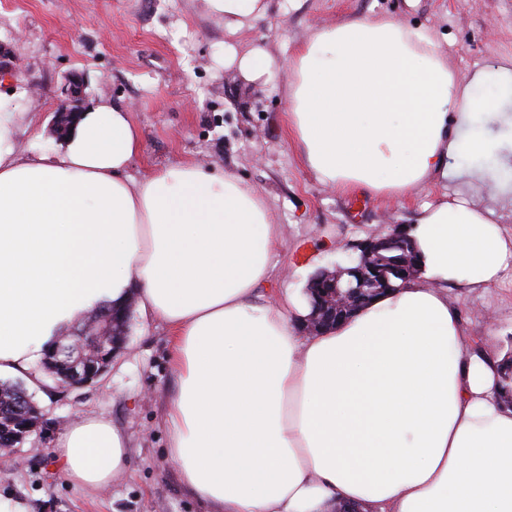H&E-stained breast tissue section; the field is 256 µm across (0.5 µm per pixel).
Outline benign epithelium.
Wrapping results in <instances>:
<instances>
[{
  "label": "benign epithelium",
  "mask_w": 512,
  "mask_h": 512,
  "mask_svg": "<svg viewBox=\"0 0 512 512\" xmlns=\"http://www.w3.org/2000/svg\"><path fill=\"white\" fill-rule=\"evenodd\" d=\"M82 93L80 80L72 79L68 86V99L61 103L58 112L75 118L79 114L78 102ZM354 249L359 251V256L351 266L335 271L322 270L311 278V313L306 319V333L315 334L327 328L331 321L350 316L368 301L370 295L394 289L391 276L400 275L405 263L398 261L382 266L374 262L373 257L392 250L408 253L415 247L404 226L390 224L371 232ZM133 304L131 299L123 309L112 312L109 323L97 331L91 334L79 332L57 342L47 360L51 370L56 372L55 385L58 389L86 387L106 373L113 359L126 346V326Z\"/></svg>",
  "instance_id": "1"
}]
</instances>
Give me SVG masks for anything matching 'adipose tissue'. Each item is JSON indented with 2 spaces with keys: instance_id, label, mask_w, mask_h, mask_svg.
<instances>
[{
  "instance_id": "adipose-tissue-1",
  "label": "adipose tissue",
  "mask_w": 512,
  "mask_h": 512,
  "mask_svg": "<svg viewBox=\"0 0 512 512\" xmlns=\"http://www.w3.org/2000/svg\"><path fill=\"white\" fill-rule=\"evenodd\" d=\"M237 32L267 0H205ZM288 127L304 166L346 192L403 198L437 179L452 200L425 204L410 236L419 274L316 335L305 294L264 292L282 240L261 196L232 172L169 165L136 180L129 112L106 98L82 112L63 148L23 145L25 113L0 96V374H21L82 315L134 298L172 341L176 391L167 454L210 512H512V403L489 320L466 328L458 300L499 287L512 230L473 192L499 136L475 135L477 111L512 113L456 82L430 34L381 17H347L304 43L289 68ZM70 483L107 488L128 440L82 418L58 436Z\"/></svg>"
}]
</instances>
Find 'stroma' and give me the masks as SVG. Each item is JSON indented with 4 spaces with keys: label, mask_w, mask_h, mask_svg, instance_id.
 I'll list each match as a JSON object with an SVG mask.
<instances>
[{
    "label": "stroma",
    "mask_w": 512,
    "mask_h": 512,
    "mask_svg": "<svg viewBox=\"0 0 512 512\" xmlns=\"http://www.w3.org/2000/svg\"><path fill=\"white\" fill-rule=\"evenodd\" d=\"M385 16L430 32L460 84L512 59V0H271L268 15L229 33L204 0H0V58L20 54L22 73L0 81L35 120L29 143H55L53 121L72 75L81 107L99 98L130 110L141 149L127 173L138 178L197 161L234 172L264 199L284 244L281 275L269 296L284 298L301 277L348 266L350 243L383 224H410L424 203L453 197L443 181L386 200L345 194L320 183L288 139L287 79H245L238 58L266 48L289 63L319 28L345 17ZM472 335L499 319L496 349L512 355V274L504 286L461 300ZM175 389L165 324L131 313L125 350L98 382L57 393L45 382L32 395L41 426L0 454V502L24 512H203L166 454V404ZM93 417L121 429L131 448L125 472L100 492L64 476L53 443L71 422Z\"/></svg>",
    "instance_id": "stroma-1"
}]
</instances>
